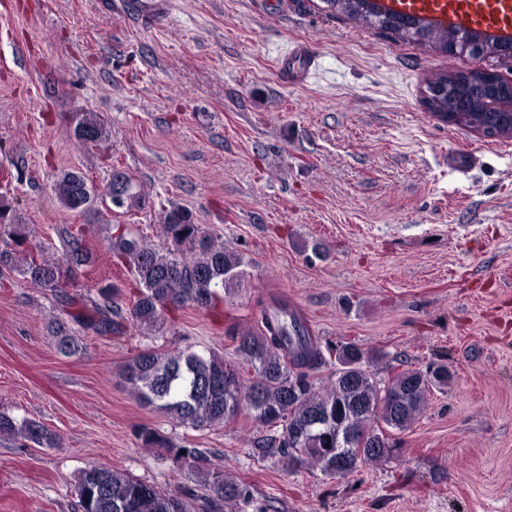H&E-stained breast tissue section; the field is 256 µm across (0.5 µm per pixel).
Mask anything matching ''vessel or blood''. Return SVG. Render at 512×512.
I'll use <instances>...</instances> for the list:
<instances>
[{"instance_id": "b4317fda", "label": "vessel or blood", "mask_w": 512, "mask_h": 512, "mask_svg": "<svg viewBox=\"0 0 512 512\" xmlns=\"http://www.w3.org/2000/svg\"><path fill=\"white\" fill-rule=\"evenodd\" d=\"M381 13L420 19L437 31L477 32L493 41H512V0H371ZM173 0H140L144 22L166 18Z\"/></svg>"}]
</instances>
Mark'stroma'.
<instances>
[{"mask_svg": "<svg viewBox=\"0 0 512 512\" xmlns=\"http://www.w3.org/2000/svg\"><path fill=\"white\" fill-rule=\"evenodd\" d=\"M297 42L318 60L303 86L281 68ZM471 69L512 81V58L405 43L321 0H175L155 24L97 0H0V200L49 255L63 256L68 227L86 230L95 258L54 289L0 264V412L57 436L0 438V512H80L75 486L92 466L211 512L197 470L142 447V427L223 466L247 488L246 512H512V139L424 103L434 74ZM84 111L106 141H76ZM70 171L97 191L81 213L53 190ZM116 171L144 186V207L113 209L103 190ZM171 206L247 262L223 315L187 306L149 336L72 322L63 297L102 279L130 310L133 277L105 240L124 224L166 248L158 214ZM276 298L321 344L382 354L375 378L447 363L451 381L391 459L344 478L289 470L248 415L184 425L120 378L146 347L234 360L229 326L254 325ZM58 323L79 337L76 355L57 352Z\"/></svg>", "mask_w": 512, "mask_h": 512, "instance_id": "obj_1", "label": "stroma"}]
</instances>
